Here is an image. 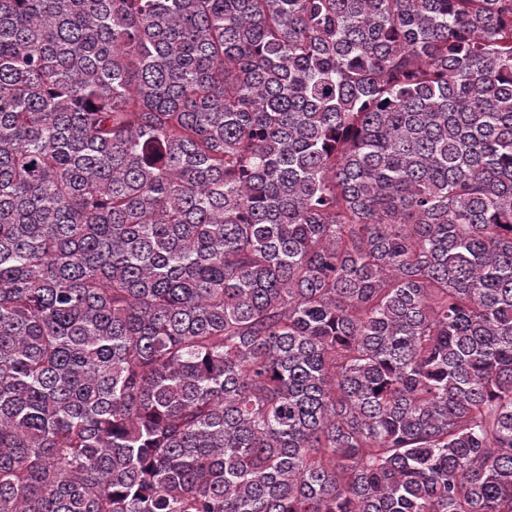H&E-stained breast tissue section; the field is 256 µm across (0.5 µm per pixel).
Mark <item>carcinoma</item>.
Returning a JSON list of instances; mask_svg holds the SVG:
<instances>
[{"instance_id":"obj_1","label":"carcinoma","mask_w":512,"mask_h":512,"mask_svg":"<svg viewBox=\"0 0 512 512\" xmlns=\"http://www.w3.org/2000/svg\"><path fill=\"white\" fill-rule=\"evenodd\" d=\"M0 512H512V0H0Z\"/></svg>"}]
</instances>
